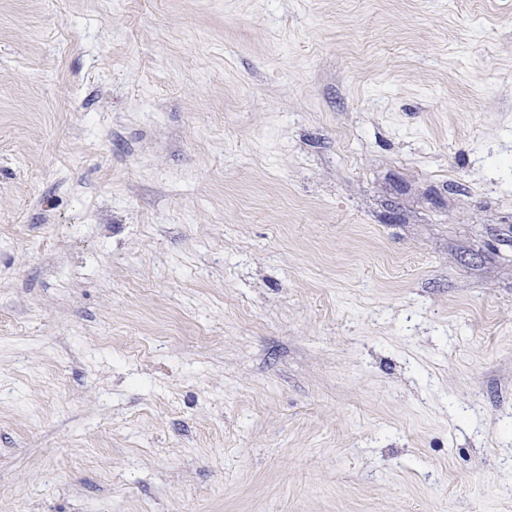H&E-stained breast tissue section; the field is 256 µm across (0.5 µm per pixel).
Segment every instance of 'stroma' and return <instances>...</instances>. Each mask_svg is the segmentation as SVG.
<instances>
[{
	"label": "stroma",
	"mask_w": 512,
	"mask_h": 512,
	"mask_svg": "<svg viewBox=\"0 0 512 512\" xmlns=\"http://www.w3.org/2000/svg\"><path fill=\"white\" fill-rule=\"evenodd\" d=\"M0 512H512V0H0Z\"/></svg>",
	"instance_id": "stroma-1"
}]
</instances>
